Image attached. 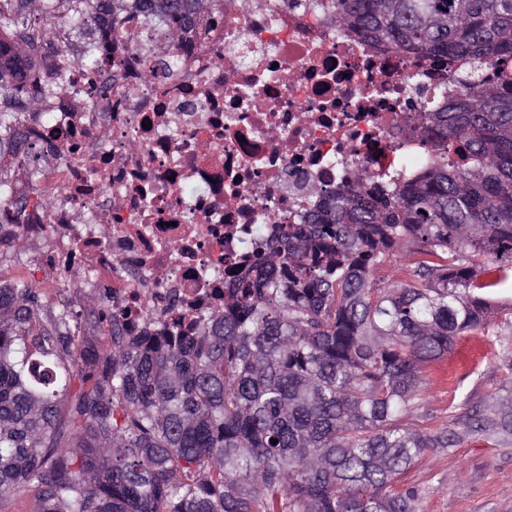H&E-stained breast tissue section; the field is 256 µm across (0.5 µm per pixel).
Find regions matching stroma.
Returning <instances> with one entry per match:
<instances>
[{
    "mask_svg": "<svg viewBox=\"0 0 512 512\" xmlns=\"http://www.w3.org/2000/svg\"><path fill=\"white\" fill-rule=\"evenodd\" d=\"M493 299L486 331L460 337L447 359L430 365L415 401L417 426L460 435L456 447L427 453L411 470L419 512H512V436L473 432L465 421L512 402V281Z\"/></svg>",
    "mask_w": 512,
    "mask_h": 512,
    "instance_id": "35a3bbf8",
    "label": "stroma"
}]
</instances>
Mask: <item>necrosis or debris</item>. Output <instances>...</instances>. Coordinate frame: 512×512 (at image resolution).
Segmentation results:
<instances>
[{
  "label": "necrosis or debris",
  "instance_id": "necrosis-or-debris-1",
  "mask_svg": "<svg viewBox=\"0 0 512 512\" xmlns=\"http://www.w3.org/2000/svg\"><path fill=\"white\" fill-rule=\"evenodd\" d=\"M56 39L73 57L65 89L49 117L20 119L52 146L32 160L46 179L37 191L14 174L10 195L30 204L0 209V257L26 245L60 292L99 295L132 336L223 310L243 241L299 223L354 174L396 177L436 88L455 81L447 62L337 28L315 0H210L195 27L156 30L154 51L181 57L170 76L152 75L140 43L99 42L117 80L98 98L82 41L62 25Z\"/></svg>",
  "mask_w": 512,
  "mask_h": 512
}]
</instances>
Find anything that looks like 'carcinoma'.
<instances>
[{"label":"carcinoma","instance_id":"carcinoma-1","mask_svg":"<svg viewBox=\"0 0 512 512\" xmlns=\"http://www.w3.org/2000/svg\"><path fill=\"white\" fill-rule=\"evenodd\" d=\"M206 0H0V154L17 118L56 94L23 68L64 70L60 17L120 11L170 27ZM336 16L399 54L460 65L435 91L426 143L403 180L358 184L224 271V312L193 334L103 345L100 312L54 304L30 276L0 288V499L33 512H418L408 473L453 448L407 423L424 369L489 325L512 276V0H332ZM402 275L376 280L400 251ZM489 264L501 278L482 280ZM512 434V409L470 418Z\"/></svg>","mask_w":512,"mask_h":512}]
</instances>
